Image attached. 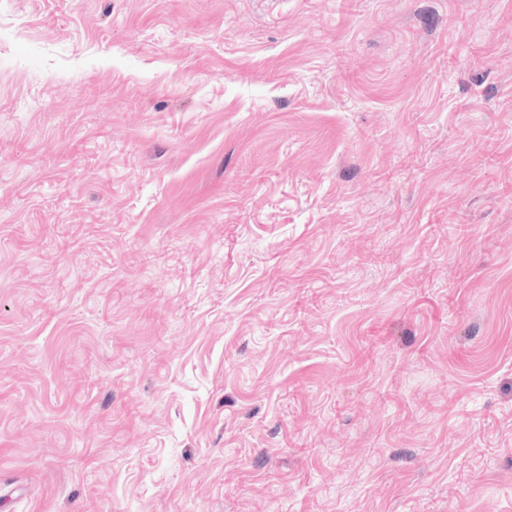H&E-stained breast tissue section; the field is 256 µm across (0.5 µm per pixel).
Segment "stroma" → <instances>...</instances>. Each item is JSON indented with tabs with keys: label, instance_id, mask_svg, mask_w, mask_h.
<instances>
[{
	"label": "stroma",
	"instance_id": "stroma-1",
	"mask_svg": "<svg viewBox=\"0 0 512 512\" xmlns=\"http://www.w3.org/2000/svg\"><path fill=\"white\" fill-rule=\"evenodd\" d=\"M6 512H512V0H0Z\"/></svg>",
	"mask_w": 512,
	"mask_h": 512
}]
</instances>
